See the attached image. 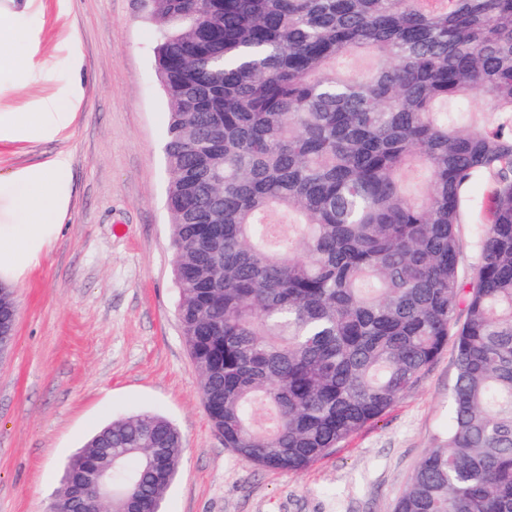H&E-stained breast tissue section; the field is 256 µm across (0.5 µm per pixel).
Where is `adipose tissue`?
<instances>
[{
    "instance_id": "ef3b65f1",
    "label": "adipose tissue",
    "mask_w": 512,
    "mask_h": 512,
    "mask_svg": "<svg viewBox=\"0 0 512 512\" xmlns=\"http://www.w3.org/2000/svg\"><path fill=\"white\" fill-rule=\"evenodd\" d=\"M72 119L68 104L61 101L52 102L46 112H1L0 135L24 130L56 131ZM70 178L67 158L58 156L21 171L5 187L12 220L0 224V276H21L58 234L65 217Z\"/></svg>"
}]
</instances>
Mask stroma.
I'll use <instances>...</instances> for the list:
<instances>
[{"label": "stroma", "instance_id": "stroma-1", "mask_svg": "<svg viewBox=\"0 0 512 512\" xmlns=\"http://www.w3.org/2000/svg\"><path fill=\"white\" fill-rule=\"evenodd\" d=\"M30 58L0 63V112L71 104L65 130L0 141V180L68 157L64 223L11 280L15 339L0 358V512H47L62 465L110 420L165 415L185 451L162 512H392L448 429L456 352L447 345L379 420L299 472L225 448L204 408L176 317L164 193L169 109L156 30L141 0H0Z\"/></svg>", "mask_w": 512, "mask_h": 512}]
</instances>
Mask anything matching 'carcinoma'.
Returning <instances> with one entry per match:
<instances>
[{
  "label": "carcinoma",
  "instance_id": "cac0c4a2",
  "mask_svg": "<svg viewBox=\"0 0 512 512\" xmlns=\"http://www.w3.org/2000/svg\"><path fill=\"white\" fill-rule=\"evenodd\" d=\"M169 121L182 336L213 429L301 471L455 337L452 418L393 512H512V0H143ZM368 50L375 65L334 63ZM486 121L460 120L469 95ZM487 190L478 257L460 226ZM277 207L301 220H265ZM184 455L147 411L97 431L112 509L159 512ZM484 196V181L483 179H477L472 185L469 193H468V212L471 218V222L473 224H463L462 225V233L465 238L466 243V260L471 262L475 259L477 251H476V243H477V222L478 217L481 212L482 202Z\"/></svg>",
  "mask_w": 512,
  "mask_h": 512
}]
</instances>
